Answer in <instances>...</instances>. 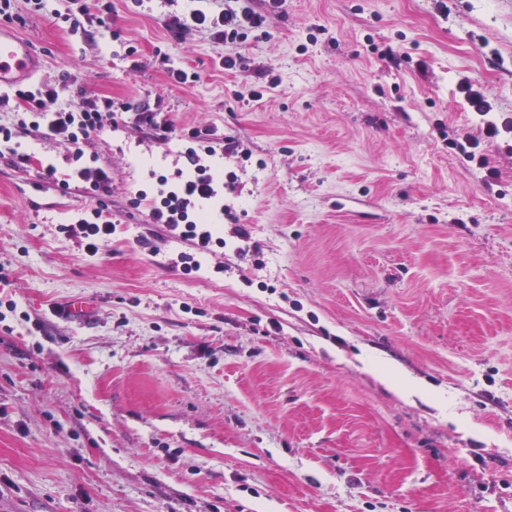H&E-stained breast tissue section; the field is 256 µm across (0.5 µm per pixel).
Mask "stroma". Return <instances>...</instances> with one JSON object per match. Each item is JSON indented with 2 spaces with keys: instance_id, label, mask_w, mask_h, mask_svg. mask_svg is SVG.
Listing matches in <instances>:
<instances>
[{
  "instance_id": "stroma-1",
  "label": "stroma",
  "mask_w": 512,
  "mask_h": 512,
  "mask_svg": "<svg viewBox=\"0 0 512 512\" xmlns=\"http://www.w3.org/2000/svg\"><path fill=\"white\" fill-rule=\"evenodd\" d=\"M191 6L10 23L63 102L156 105L176 134L92 136L100 199L62 188L47 128L0 156V512H512V138L483 144L488 187L449 146L481 127L459 80L512 114V0H286L225 45L170 37ZM207 126L248 154L203 156L224 245L187 275L130 202L175 189L180 130ZM96 206L116 230L90 256L58 227ZM75 299L89 317L56 314Z\"/></svg>"
}]
</instances>
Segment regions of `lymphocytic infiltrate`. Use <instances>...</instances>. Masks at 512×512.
Returning a JSON list of instances; mask_svg holds the SVG:
<instances>
[{
    "instance_id": "1",
    "label": "lymphocytic infiltrate",
    "mask_w": 512,
    "mask_h": 512,
    "mask_svg": "<svg viewBox=\"0 0 512 512\" xmlns=\"http://www.w3.org/2000/svg\"><path fill=\"white\" fill-rule=\"evenodd\" d=\"M201 8L189 13L173 15L165 23L174 38H182L192 30L208 32L215 43L246 41L249 34L265 27L269 15L279 12L285 0H204ZM33 13H50L54 21L68 24L70 30H78L85 21L104 24L112 12V0H26ZM0 111L17 113L15 126H0V147L9 146L18 133L47 127L52 135L66 141L71 148L70 160L75 163L74 175L88 184L93 191H109L112 174L102 168L83 166L84 147L92 134L111 127L115 121L111 99L96 102L90 99L76 104L60 101L58 87L39 83L15 91L0 94ZM185 157L193 165L195 176L168 191L159 202L147 211L150 223L167 225L177 231L181 241L195 249H209L213 236L196 214L198 200L215 195V180L206 167L201 165L195 149L185 151ZM62 233L79 238L86 253L96 255L113 231L110 220L104 219L101 209L93 208L83 213L75 223L63 225Z\"/></svg>"
}]
</instances>
